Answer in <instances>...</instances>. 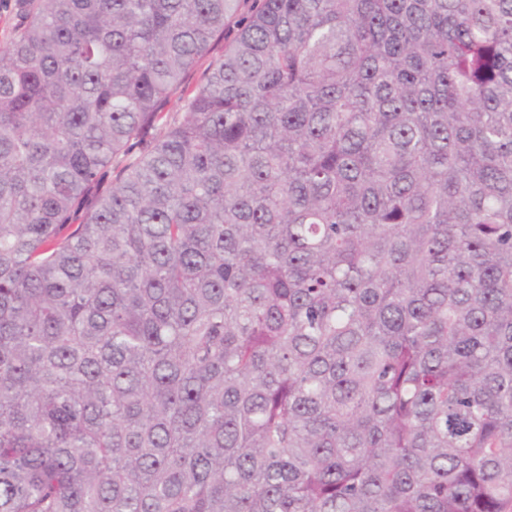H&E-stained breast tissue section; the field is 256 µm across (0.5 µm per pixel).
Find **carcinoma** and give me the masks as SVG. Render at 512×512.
<instances>
[{
	"label": "carcinoma",
	"instance_id": "obj_1",
	"mask_svg": "<svg viewBox=\"0 0 512 512\" xmlns=\"http://www.w3.org/2000/svg\"><path fill=\"white\" fill-rule=\"evenodd\" d=\"M24 2L0 512H512V0Z\"/></svg>",
	"mask_w": 512,
	"mask_h": 512
}]
</instances>
